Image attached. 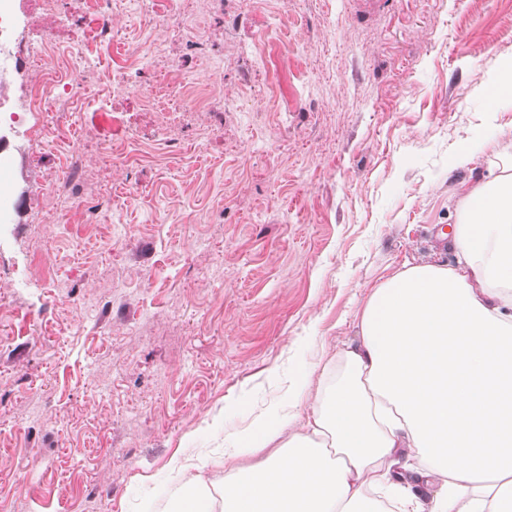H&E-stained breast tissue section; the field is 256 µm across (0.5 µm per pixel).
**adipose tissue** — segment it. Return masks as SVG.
Returning <instances> with one entry per match:
<instances>
[{
	"label": "adipose tissue",
	"mask_w": 512,
	"mask_h": 512,
	"mask_svg": "<svg viewBox=\"0 0 512 512\" xmlns=\"http://www.w3.org/2000/svg\"><path fill=\"white\" fill-rule=\"evenodd\" d=\"M448 248L376 286L335 372L300 373L223 459L173 458L167 512H512L511 175L464 196Z\"/></svg>",
	"instance_id": "ef3b65f1"
}]
</instances>
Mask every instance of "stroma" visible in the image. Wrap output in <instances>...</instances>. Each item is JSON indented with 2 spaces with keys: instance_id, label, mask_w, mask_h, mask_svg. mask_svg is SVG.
Returning a JSON list of instances; mask_svg holds the SVG:
<instances>
[{
  "instance_id": "35a3bbf8",
  "label": "stroma",
  "mask_w": 512,
  "mask_h": 512,
  "mask_svg": "<svg viewBox=\"0 0 512 512\" xmlns=\"http://www.w3.org/2000/svg\"><path fill=\"white\" fill-rule=\"evenodd\" d=\"M104 8L95 76L147 46L188 107L143 103L130 69L102 109L10 134L0 512H164L176 452L223 457L275 374L332 364L373 287L443 260L460 198L512 169V106L481 92L512 58V0H187L166 25ZM52 28L68 46L28 0L1 109ZM116 115L145 139L110 163ZM70 160L80 210L56 190Z\"/></svg>"
}]
</instances>
